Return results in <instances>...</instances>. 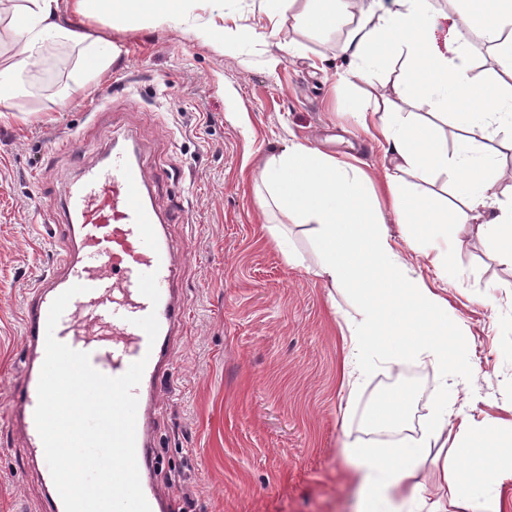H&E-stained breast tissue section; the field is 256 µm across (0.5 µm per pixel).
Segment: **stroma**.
Returning a JSON list of instances; mask_svg holds the SVG:
<instances>
[{
  "instance_id": "1",
  "label": "stroma",
  "mask_w": 512,
  "mask_h": 512,
  "mask_svg": "<svg viewBox=\"0 0 512 512\" xmlns=\"http://www.w3.org/2000/svg\"><path fill=\"white\" fill-rule=\"evenodd\" d=\"M74 23L119 44L111 70L92 91L62 100L56 91L73 58L53 51L55 75L27 72L24 111L0 117V512H54L11 422L8 393L27 356L21 314L37 276L57 272L65 181L129 136L154 175L151 203L183 252L174 286L188 305L153 419L155 487L180 510L183 489L192 490L194 512H360L343 441L388 446L418 436L438 382L415 361L379 365L359 387L343 386L338 322L348 298L314 275L311 226L276 235L253 184L291 140L381 174L380 144L347 107L392 96L398 65L349 83L332 60L336 37L289 18L275 37L243 46L174 25ZM292 41L301 54L289 52ZM71 138L78 149L66 148ZM447 231L455 240L448 304L469 328L463 354L478 376L455 406L512 423V267L473 225ZM292 251L300 263H289ZM394 390L414 405L396 430L378 431L370 415Z\"/></svg>"
}]
</instances>
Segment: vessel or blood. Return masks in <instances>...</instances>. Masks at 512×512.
I'll return each instance as SVG.
<instances>
[{
	"instance_id": "b4317fda",
	"label": "vessel or blood",
	"mask_w": 512,
	"mask_h": 512,
	"mask_svg": "<svg viewBox=\"0 0 512 512\" xmlns=\"http://www.w3.org/2000/svg\"><path fill=\"white\" fill-rule=\"evenodd\" d=\"M152 176L136 152L105 158L99 168L87 169L80 182L69 186L65 202L70 216L66 244L58 255L60 275L39 277L26 301L22 328L30 354L24 375L11 394L19 408L18 423L32 454L44 459L34 412L37 386L45 358L46 322L53 300L69 287L86 286L61 316L55 338L90 355L97 371L118 377L130 364L146 359L135 390L136 457L144 495L151 512H174L170 500L158 497L150 486L152 467V406L159 380L170 371L172 335L186 318L187 303L171 287L181 251L170 244L158 213L146 202ZM157 272L158 305L138 290V276ZM156 312L155 341L135 326L137 318Z\"/></svg>"
}]
</instances>
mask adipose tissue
<instances>
[{"label": "adipose tissue", "instance_id": "1", "mask_svg": "<svg viewBox=\"0 0 512 512\" xmlns=\"http://www.w3.org/2000/svg\"><path fill=\"white\" fill-rule=\"evenodd\" d=\"M205 2L212 21L198 29L203 38L239 43L272 37L288 13L314 32L345 27L338 50L348 78L366 80L378 65L400 63L393 88L413 111L349 104L362 127L385 142L387 205H380L360 166L299 141L267 158L258 196L272 215L313 225L315 276L353 299L352 312L343 317L347 386H356L380 363L416 359L428 362L440 381L474 388L469 366L457 353L467 328L449 315L447 300L425 277L445 276L453 243L443 228L450 224L475 225L493 241L497 258L512 265V196L499 197L501 173L494 164L496 144L512 140V0H448L444 13L434 0H259L257 10L267 21L260 30L241 23L226 0ZM195 7L196 0H0V26L15 47L0 59V114L22 111L31 91L21 76L52 49L76 50L75 90L93 88L120 55L112 41L68 27L63 12L166 24L187 21ZM444 20L456 34L447 53L433 46ZM476 39L493 51L492 74L484 79L471 75ZM448 117L461 132L453 148L435 125ZM435 177L451 187L457 207L424 192ZM390 220L406 225L405 245L388 233ZM417 255L425 258L426 272L415 270ZM441 441L451 442L458 465L442 480L444 495L433 499L417 472ZM347 454L370 485L362 512H380L391 503L397 512H512V431L454 410L447 394L435 401L420 438L392 448L353 442Z\"/></svg>", "mask_w": 512, "mask_h": 512}]
</instances>
